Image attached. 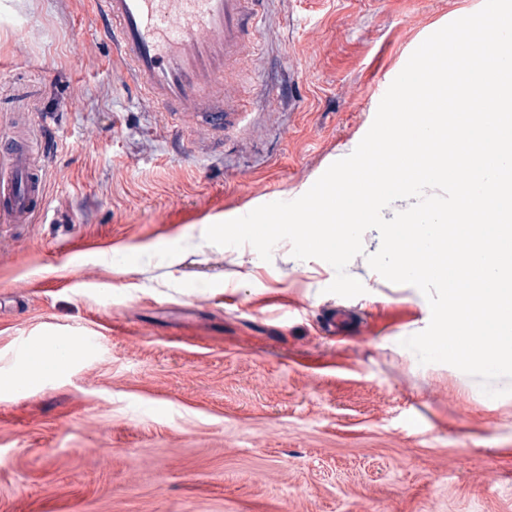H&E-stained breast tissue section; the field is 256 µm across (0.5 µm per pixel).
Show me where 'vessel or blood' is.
I'll return each mask as SVG.
<instances>
[{
  "label": "vessel or blood",
  "mask_w": 512,
  "mask_h": 512,
  "mask_svg": "<svg viewBox=\"0 0 512 512\" xmlns=\"http://www.w3.org/2000/svg\"><path fill=\"white\" fill-rule=\"evenodd\" d=\"M257 0H93L95 30L143 97L200 129L223 126L244 104L226 80L252 47ZM0 176V217L29 222L43 208V181L28 154H9Z\"/></svg>",
  "instance_id": "1"
}]
</instances>
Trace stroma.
Instances as JSON below:
<instances>
[{"label": "stroma", "instance_id": "obj_1", "mask_svg": "<svg viewBox=\"0 0 512 512\" xmlns=\"http://www.w3.org/2000/svg\"><path fill=\"white\" fill-rule=\"evenodd\" d=\"M477 4L265 0L245 110L203 134L137 96L91 0H0V167L20 139L45 196L0 221V375L47 331L98 339L0 392V512H512V394L403 347L430 307L369 267L378 231L354 298L289 241L204 239L306 193Z\"/></svg>", "mask_w": 512, "mask_h": 512}]
</instances>
